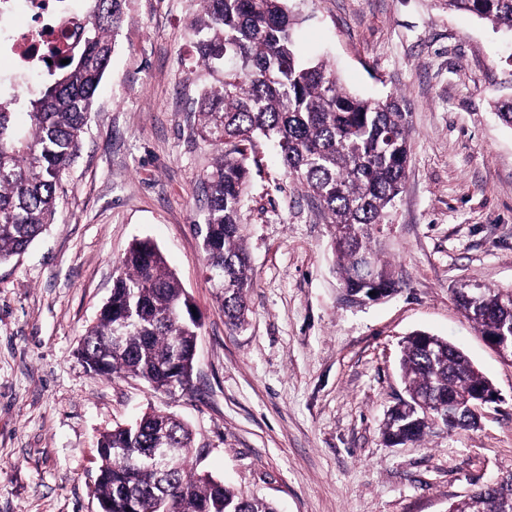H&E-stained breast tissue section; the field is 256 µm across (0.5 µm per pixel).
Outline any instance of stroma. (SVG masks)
Returning a JSON list of instances; mask_svg holds the SVG:
<instances>
[{
    "label": "stroma",
    "mask_w": 512,
    "mask_h": 512,
    "mask_svg": "<svg viewBox=\"0 0 512 512\" xmlns=\"http://www.w3.org/2000/svg\"><path fill=\"white\" fill-rule=\"evenodd\" d=\"M303 59L346 89L396 95L411 159L376 237L400 282L346 299L332 228L272 144L256 139L240 235L252 286L243 328L208 278L201 182L215 150L196 133L210 76L196 68L199 0H127L53 224L0 264V512H101V433L156 409L184 419L190 462L281 512H447L512 470V361L457 306L467 280L512 286V36L446 0H288ZM164 253L200 316L189 391L90 373L78 348L130 244ZM425 331L460 348L500 392L474 428L436 424L390 445L404 397L400 345Z\"/></svg>",
    "instance_id": "obj_1"
}]
</instances>
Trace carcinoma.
<instances>
[{
	"mask_svg": "<svg viewBox=\"0 0 512 512\" xmlns=\"http://www.w3.org/2000/svg\"><path fill=\"white\" fill-rule=\"evenodd\" d=\"M86 28L65 50L34 61L43 79L16 112L19 100L0 93V263L24 252L53 223L63 177L77 157L99 85L125 21L126 0H84ZM493 28L512 33V0H447ZM192 22L201 64L216 77L198 101L201 139L222 148L203 181L207 214L203 250L220 295L225 323L240 327L248 311L251 265L239 235L249 178L247 145L273 142L287 175L317 201L333 227L338 273L346 294L365 297L397 282L376 255L375 279L361 256L376 248L374 231L386 223L404 187L410 156L408 113L396 98H362L340 84L323 60L297 59L295 19L286 0H201ZM70 63L63 64L61 60ZM480 334L512 333V290L487 288L480 303L454 292ZM165 257L148 239L134 241L121 261L112 295L83 336L79 356L90 372L138 378L155 390L190 386L200 322ZM407 404L393 407L384 438L419 442L433 420L423 404L452 402L444 425L472 426L466 402L493 393L492 383L448 340L427 344L414 332L401 344ZM192 431L177 417L151 410L133 423L103 432L92 493L102 512H278L267 499L208 474L188 470ZM177 449L174 464L152 456ZM449 512H512V471L453 501Z\"/></svg>",
	"mask_w": 512,
	"mask_h": 512,
	"instance_id": "cac0c4a2",
	"label": "carcinoma"
}]
</instances>
